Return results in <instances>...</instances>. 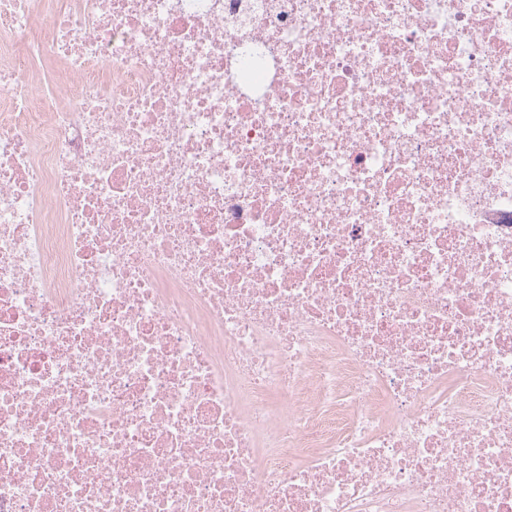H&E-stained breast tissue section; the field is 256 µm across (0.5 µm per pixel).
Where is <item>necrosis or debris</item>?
<instances>
[{
	"label": "necrosis or debris",
	"instance_id": "1",
	"mask_svg": "<svg viewBox=\"0 0 512 512\" xmlns=\"http://www.w3.org/2000/svg\"><path fill=\"white\" fill-rule=\"evenodd\" d=\"M0 512H512V0H0Z\"/></svg>",
	"mask_w": 512,
	"mask_h": 512
}]
</instances>
